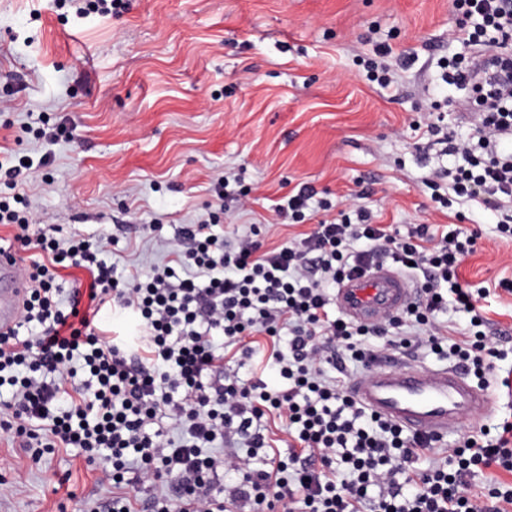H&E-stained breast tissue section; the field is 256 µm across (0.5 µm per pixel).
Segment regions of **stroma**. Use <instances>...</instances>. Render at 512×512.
Segmentation results:
<instances>
[{
  "instance_id": "stroma-1",
  "label": "stroma",
  "mask_w": 512,
  "mask_h": 512,
  "mask_svg": "<svg viewBox=\"0 0 512 512\" xmlns=\"http://www.w3.org/2000/svg\"><path fill=\"white\" fill-rule=\"evenodd\" d=\"M457 24L450 0H127L86 17L54 0H0V149L50 159L19 185L37 228L92 236L108 225L122 268L163 261L181 225L218 209L224 231L259 224L276 246L304 227L272 205L304 185L330 202L321 219L360 197L400 236L420 224L478 232L461 276L487 293L496 413L463 420L443 440L451 447L512 416V293L500 286L512 281V240L492 208L436 210L424 183L456 162L427 124L471 132L462 91L441 79V60L463 51ZM378 43L393 50L387 88L363 65ZM42 117L55 137L25 133ZM0 459L13 487L0 512H71L73 497L112 496L70 449L35 462L0 432Z\"/></svg>"
}]
</instances>
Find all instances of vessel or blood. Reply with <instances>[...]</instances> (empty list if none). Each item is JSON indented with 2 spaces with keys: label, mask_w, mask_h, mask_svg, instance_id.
Returning <instances> with one entry per match:
<instances>
[{
  "label": "vessel or blood",
  "mask_w": 512,
  "mask_h": 512,
  "mask_svg": "<svg viewBox=\"0 0 512 512\" xmlns=\"http://www.w3.org/2000/svg\"><path fill=\"white\" fill-rule=\"evenodd\" d=\"M25 293L17 254L0 249V333L17 324ZM413 296L408 277L389 266L374 265L343 280L335 301L351 321L372 324L400 313ZM350 392L363 407L409 434L434 439L447 436L465 417L492 413L496 404L459 369H427L392 355L377 357L352 380Z\"/></svg>",
  "instance_id": "1"
}]
</instances>
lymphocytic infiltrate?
I'll list each match as a JSON object with an SVG mask.
<instances>
[{
	"instance_id": "lymphocytic-infiltrate-1",
	"label": "lymphocytic infiltrate",
	"mask_w": 512,
	"mask_h": 512,
	"mask_svg": "<svg viewBox=\"0 0 512 512\" xmlns=\"http://www.w3.org/2000/svg\"><path fill=\"white\" fill-rule=\"evenodd\" d=\"M452 10L462 16L452 35L472 53L448 62L442 80L467 91L473 128L448 140L461 165L426 184L441 207L452 195L490 206L512 239V0H452ZM0 224L30 254L17 328L0 335V387L12 390L0 430L27 449H82L100 465L117 495L76 499L74 512H512V484L471 491L476 470L512 473L511 421L444 448L364 408L347 382L348 362L427 348L490 384L496 342L458 272L477 233L399 238L355 204L267 250L250 232L230 239L187 224L166 262L122 275L102 257L107 231L59 240L6 198ZM386 259L414 275V301L371 325L331 314L330 288ZM68 268L89 279L65 292L57 281ZM451 306L469 318L457 336L439 319ZM112 308L139 319L137 347L104 334L100 314ZM250 336L269 339L264 365L287 387L226 381L225 359L235 346L250 351Z\"/></svg>"
}]
</instances>
